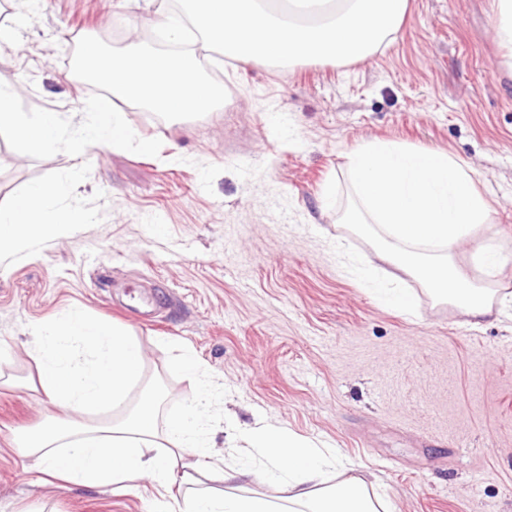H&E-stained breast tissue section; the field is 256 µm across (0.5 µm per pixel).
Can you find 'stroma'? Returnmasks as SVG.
<instances>
[{"label":"stroma","instance_id":"stroma-1","mask_svg":"<svg viewBox=\"0 0 512 512\" xmlns=\"http://www.w3.org/2000/svg\"><path fill=\"white\" fill-rule=\"evenodd\" d=\"M493 11V0H409L390 40L343 66H220L199 46L228 98L194 120L123 104L148 152H34L0 131V207L78 171L67 201L92 215L0 255V512H150L158 495L145 478L69 485L20 451L46 408L26 341L73 306L136 331L165 411L197 393L175 365L187 347L222 388L215 415L259 416L335 451L347 467L329 481L364 482L390 512H512V318L477 321L435 300L341 222L359 145L448 152L494 209L455 260L483 281L473 254L492 246L493 287L512 294V73L498 67ZM151 14L145 0H40L22 16L0 0L17 34L0 47V86L24 112L71 114L96 98L66 66L77 41H151ZM358 259L409 289L414 312L382 303Z\"/></svg>","mask_w":512,"mask_h":512}]
</instances>
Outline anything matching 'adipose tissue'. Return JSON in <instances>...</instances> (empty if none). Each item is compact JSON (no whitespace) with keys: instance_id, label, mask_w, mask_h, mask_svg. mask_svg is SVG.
<instances>
[{"instance_id":"1","label":"adipose tissue","mask_w":512,"mask_h":512,"mask_svg":"<svg viewBox=\"0 0 512 512\" xmlns=\"http://www.w3.org/2000/svg\"><path fill=\"white\" fill-rule=\"evenodd\" d=\"M3 129L42 152L62 145L79 154L98 145L151 148L137 141L107 101L85 104L73 120L60 112L31 116L19 110L12 89L0 87ZM71 186V181L50 179L26 189L20 203L1 206L0 251L52 225L89 223L88 211L60 203ZM31 352L54 418L50 426L23 434L20 446L66 483L123 487L148 476L167 490L188 481L177 471L184 454L195 457L197 470L213 466L218 426L211 406L218 390L191 350H182L176 365L197 377L199 390L180 411L167 414L163 392L130 399L133 388L144 382L145 364L133 331L93 321L71 308L32 329ZM237 438L245 453L224 468L227 493L192 489L178 504L159 502L158 512H383L384 502L358 482L326 485L325 475L337 458L311 441L261 419L239 430ZM261 480L282 483L283 506L249 493V486Z\"/></svg>"}]
</instances>
